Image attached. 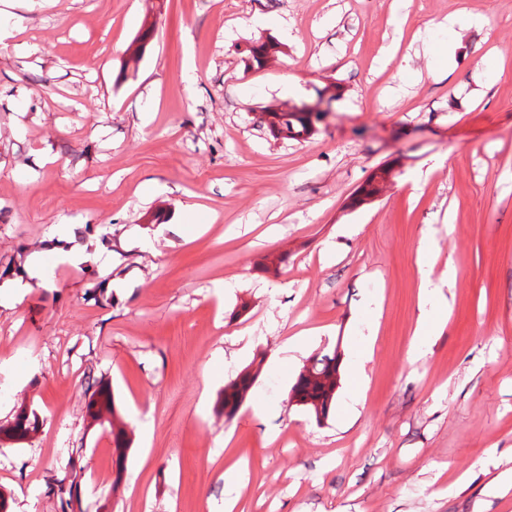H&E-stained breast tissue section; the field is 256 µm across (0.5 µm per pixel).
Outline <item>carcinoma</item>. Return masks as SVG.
Instances as JSON below:
<instances>
[{
  "label": "carcinoma",
  "mask_w": 512,
  "mask_h": 512,
  "mask_svg": "<svg viewBox=\"0 0 512 512\" xmlns=\"http://www.w3.org/2000/svg\"><path fill=\"white\" fill-rule=\"evenodd\" d=\"M153 35L149 28L135 38V48L122 65V72H127L130 63H138ZM275 49L273 41L251 42L246 46L247 60L256 64H264L266 56ZM262 112L267 116L266 128L275 139H306L318 132L324 113L315 112L305 106L281 109L265 106ZM340 355L338 351L326 353L313 358L312 363L302 367L297 381L291 389L289 401L308 407L315 415L316 422L327 419L334 402L337 381L340 374ZM258 377L254 364L243 368L239 374L224 386L217 398L215 409L227 418L234 416L244 403L249 391ZM88 409L91 418L100 420L101 408L115 411L112 393L105 383H99L86 389ZM39 428V416L33 410L21 409L5 425H0V445L21 444ZM112 451L117 457L118 471L113 478V486L123 480L125 464L130 451V441L120 429H112ZM56 495L60 503V512H81L80 489L76 478L64 475L57 481Z\"/></svg>",
  "instance_id": "cac0c4a2"
}]
</instances>
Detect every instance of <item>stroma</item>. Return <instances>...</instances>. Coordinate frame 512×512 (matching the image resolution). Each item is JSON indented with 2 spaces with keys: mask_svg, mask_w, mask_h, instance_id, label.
Returning <instances> with one entry per match:
<instances>
[{
  "mask_svg": "<svg viewBox=\"0 0 512 512\" xmlns=\"http://www.w3.org/2000/svg\"><path fill=\"white\" fill-rule=\"evenodd\" d=\"M0 283L44 260L50 282L0 301V421L39 429L0 446L13 512H60L78 468L82 512H512V0H0ZM457 15L452 81L396 40ZM153 26L136 77L120 65ZM274 38L263 67L240 47ZM492 71L477 96L457 91ZM300 87L283 91V76ZM329 100L310 139L277 141L260 107ZM392 165L383 194L354 203ZM155 180L153 193L143 184ZM79 249L56 256L59 233ZM281 273L253 270L263 255ZM456 270L442 327L420 347L419 259ZM369 383L344 401L373 308ZM340 349L328 419L289 393ZM233 419L218 393L254 358ZM112 386L132 443L86 408ZM88 394V409L91 418L94 421L100 420V411L102 407H106L112 411V451L113 455L117 457L118 471L116 476L113 478V486H118L123 480L125 472V464L130 451V441L125 437L124 432L121 429H115L113 419L115 415V404L112 402V393L110 388L105 383H99L94 387L86 389ZM38 428L37 412L23 408L7 424L0 425V445L24 443Z\"/></svg>",
  "mask_w": 512,
  "mask_h": 512,
  "instance_id": "1",
  "label": "stroma"
}]
</instances>
